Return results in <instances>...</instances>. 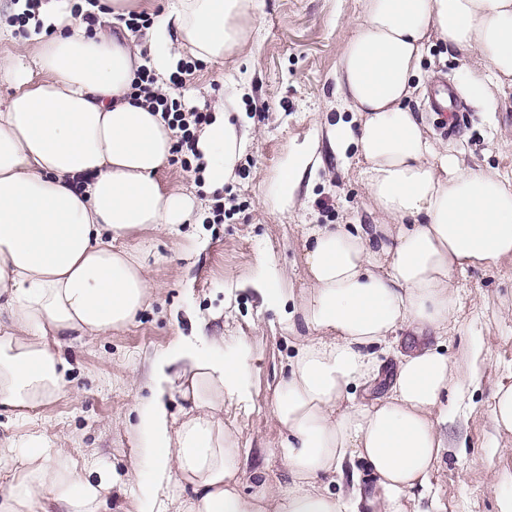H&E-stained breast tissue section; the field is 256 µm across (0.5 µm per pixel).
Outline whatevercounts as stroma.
<instances>
[{"label":"stroma","mask_w":512,"mask_h":512,"mask_svg":"<svg viewBox=\"0 0 512 512\" xmlns=\"http://www.w3.org/2000/svg\"><path fill=\"white\" fill-rule=\"evenodd\" d=\"M362 4L264 0L257 36L245 52L251 64H242L237 53L220 64L197 62L177 98L192 95L194 107L207 112L218 98L237 95L253 122L235 175L224 186L223 223L168 225L123 240V247L148 256V305L125 329L61 338L58 350L71 366L64 392L25 417L0 408V448L20 449L31 433H39L52 450L50 466L112 468L123 475L106 497V512H138L144 473L133 409L149 394L154 359L201 324L225 344L249 343L253 401L244 410L225 406L224 419L238 430L244 472L262 467L274 484L287 486L288 467L270 452L279 439L272 409L295 339L277 310L262 306L247 283L267 271L303 287L304 225L386 221L367 204L355 156L333 154L326 137L328 125L351 118L333 73ZM421 69L424 85L407 105L421 117L427 136L452 146L467 167L512 172V87L496 91L497 109L490 114L461 103L450 133L429 109V84L445 77L459 85L487 64L436 42ZM312 144L322 164L291 210L280 212L268 201L267 188L291 150ZM453 286L461 307L448 327V352L477 342L487 359L474 395L448 399L456 410L448 421V461L434 473L431 497L421 507L428 512L436 498L446 512H497L493 479L512 471V451L507 438L494 436L488 402L497 382L512 371V264L457 275Z\"/></svg>","instance_id":"1"}]
</instances>
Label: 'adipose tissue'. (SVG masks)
<instances>
[{
  "label": "adipose tissue",
  "mask_w": 512,
  "mask_h": 512,
  "mask_svg": "<svg viewBox=\"0 0 512 512\" xmlns=\"http://www.w3.org/2000/svg\"><path fill=\"white\" fill-rule=\"evenodd\" d=\"M153 0H102L95 25L70 0H42L32 60L0 55V407L37 409L65 389L70 369L51 333L99 336L128 326L149 295L146 257L121 239L165 224H199L194 197L158 179L175 133L161 113L135 101L139 66L164 82L187 59L220 63L245 46L263 0H167L144 44L131 47L109 25ZM478 54L487 73L469 74L458 93L493 111L494 92L512 85V0H364L339 57L336 92L351 114L329 128L330 149L355 150L373 210L383 224H309L304 229L302 296L263 275L251 285L297 336L275 390L288 487L263 471L244 476L240 447L222 417L225 402L252 392L245 341L217 349L205 334L177 340L156 358L152 394L135 408L134 429L148 468L140 512L158 489L190 487L185 512H414L448 451L442 427L448 392L478 388L480 345L450 358L442 347L456 320L455 274L512 260V172L463 168L453 148L433 142L406 105L431 41ZM251 125L236 100L216 103L196 133L195 161L209 191L223 190ZM321 158L289 153L270 194L288 211ZM418 340L407 346L400 331ZM385 380L370 402L354 390ZM188 401L182 420L168 402ZM0 512H101L114 471L85 474L46 464L30 435ZM376 483L364 490L345 474L355 460ZM342 478L338 493L324 480Z\"/></svg>",
  "instance_id": "1"
}]
</instances>
